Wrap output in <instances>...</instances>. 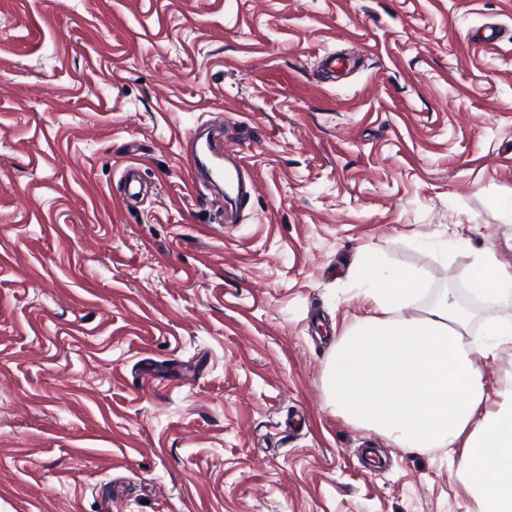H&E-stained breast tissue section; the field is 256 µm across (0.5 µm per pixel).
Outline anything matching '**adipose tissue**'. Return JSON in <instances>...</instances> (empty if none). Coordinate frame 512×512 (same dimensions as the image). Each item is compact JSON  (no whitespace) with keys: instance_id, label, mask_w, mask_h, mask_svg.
Returning a JSON list of instances; mask_svg holds the SVG:
<instances>
[{"instance_id":"adipose-tissue-1","label":"adipose tissue","mask_w":512,"mask_h":512,"mask_svg":"<svg viewBox=\"0 0 512 512\" xmlns=\"http://www.w3.org/2000/svg\"><path fill=\"white\" fill-rule=\"evenodd\" d=\"M472 279L475 294L512 303V267L491 251L479 255ZM362 280L375 308L333 344L330 406L400 448L460 449L473 512H512V387L488 394L483 370L512 345V319L488 324L493 342L477 350L469 314L447 296L414 309L425 291L414 271L370 264Z\"/></svg>"}]
</instances>
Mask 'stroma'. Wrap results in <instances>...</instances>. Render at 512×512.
<instances>
[{"label": "stroma", "instance_id": "obj_1", "mask_svg": "<svg viewBox=\"0 0 512 512\" xmlns=\"http://www.w3.org/2000/svg\"><path fill=\"white\" fill-rule=\"evenodd\" d=\"M207 127L243 208L193 175ZM486 248L512 0H0V512H470L459 457L324 386L363 265L423 306Z\"/></svg>", "mask_w": 512, "mask_h": 512}]
</instances>
